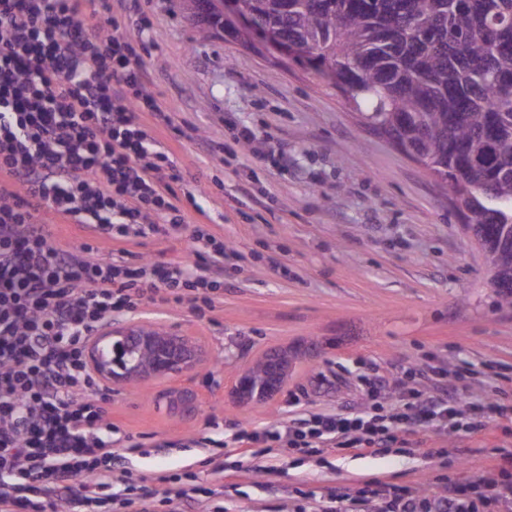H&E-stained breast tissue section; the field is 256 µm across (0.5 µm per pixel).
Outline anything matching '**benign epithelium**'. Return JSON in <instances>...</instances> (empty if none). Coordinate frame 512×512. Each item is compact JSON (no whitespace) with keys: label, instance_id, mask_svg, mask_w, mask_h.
Instances as JSON below:
<instances>
[{"label":"benign epithelium","instance_id":"obj_1","mask_svg":"<svg viewBox=\"0 0 512 512\" xmlns=\"http://www.w3.org/2000/svg\"><path fill=\"white\" fill-rule=\"evenodd\" d=\"M221 6L223 12H232L244 21L241 33L249 39H258L270 50L288 59L306 61L300 56L296 40L275 24L260 20L256 14L245 12L240 0H205L193 5L191 13L199 18L213 6ZM149 346L156 350L154 361L148 366H129L125 355L131 346ZM204 358V351L191 336H180L167 330L143 323H130L122 327L106 326L98 330L83 348V360L87 369L107 389L125 387L135 381L166 380L189 375ZM169 405L176 412L192 414L196 408L195 395L182 390L170 395Z\"/></svg>","mask_w":512,"mask_h":512}]
</instances>
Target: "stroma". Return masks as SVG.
<instances>
[{"label":"stroma","instance_id":"stroma-1","mask_svg":"<svg viewBox=\"0 0 512 512\" xmlns=\"http://www.w3.org/2000/svg\"><path fill=\"white\" fill-rule=\"evenodd\" d=\"M111 11L133 40L138 15L151 21L147 88L169 120L139 119L198 188L186 224L210 225L228 256L210 311L171 304L112 317L201 341L207 355L187 383L200 413L171 412L167 380L116 389L102 440L132 447V472L200 486L183 512H316L377 481L418 491L497 476L512 420L472 436L426 432L372 457L281 448L273 469L240 470L233 432L293 411L364 412L362 373L400 374L419 360L484 367L470 395L493 387L512 398V308L438 178L372 131L332 82L260 41L202 36L180 0H112ZM242 126L251 144L237 141ZM286 347L300 357L282 393L239 402L235 377ZM206 440L225 447L224 477L203 463Z\"/></svg>","mask_w":512,"mask_h":512}]
</instances>
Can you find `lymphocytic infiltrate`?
Instances as JSON below:
<instances>
[{
  "label": "lymphocytic infiltrate",
  "instance_id": "f902f5d3",
  "mask_svg": "<svg viewBox=\"0 0 512 512\" xmlns=\"http://www.w3.org/2000/svg\"><path fill=\"white\" fill-rule=\"evenodd\" d=\"M108 0H0V512H85L125 502L112 490L123 449L103 443L107 397L86 370L85 342L113 311L145 303L211 304L223 239L186 228L171 154L137 120L157 111L141 57L107 21ZM52 212L92 226L120 249L56 246ZM189 229L187 258L143 259L127 242ZM407 381L360 375L371 411L316 413L242 430L245 460L276 448H353L373 455L400 436L447 437L512 417V402L469 399L466 374L430 364ZM497 479L422 496L369 490L376 512H512V454Z\"/></svg>",
  "mask_w": 512,
  "mask_h": 512
}]
</instances>
